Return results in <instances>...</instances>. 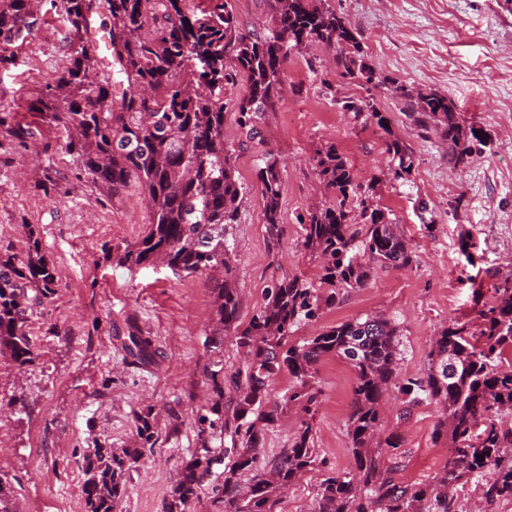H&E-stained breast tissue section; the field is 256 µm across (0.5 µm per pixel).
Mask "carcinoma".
Segmentation results:
<instances>
[{
	"instance_id": "cac0c4a2",
	"label": "carcinoma",
	"mask_w": 512,
	"mask_h": 512,
	"mask_svg": "<svg viewBox=\"0 0 512 512\" xmlns=\"http://www.w3.org/2000/svg\"><path fill=\"white\" fill-rule=\"evenodd\" d=\"M36 0H0V65H13L34 27L46 23ZM186 0H49L46 14L65 30L67 66L35 89L29 111L36 124H21L0 112V134L20 143L40 127L56 131L66 153L90 184L116 195L130 186L144 195L147 231L120 255L130 267L163 260L175 274H196L235 262L230 229L238 221L245 189L224 147V97L243 85L235 99L240 126L253 139L259 115L274 108L288 58L313 44L336 50L340 76L377 87L382 80L367 65L358 37L345 20L319 0H273L275 26L242 32L228 0H205L199 11ZM107 30L106 55L91 40L95 23ZM402 110L417 127L434 129L448 140L450 160L463 163L483 143L474 128L459 120L454 103L435 92L414 94L399 87ZM347 112L388 130V117L373 97L337 101ZM391 178L403 181L412 167L409 147L385 141ZM315 169L334 190V202L299 217L305 249L325 259L318 280L297 275L278 279L266 303L244 328L237 324L239 298L229 282L217 289L218 314L249 361L224 379L210 373L215 399L196 416L200 448L183 462L166 512H186L197 490L224 462L222 512H277L283 492L305 472L323 463L313 448L312 424L304 420L288 446L257 464L262 434L257 423L274 424L280 408L294 404L314 414L318 391L311 379L327 356L345 359L354 369L353 408L347 422L355 468L320 485L313 512H456L448 486L487 471L490 501L512 500V428L498 416L512 410V367H500L512 351V285L478 311L479 336L456 322L440 332L425 375L401 378L397 327L382 317L349 320L294 345L301 324L318 317L350 292L366 286L377 269L413 263L402 234L385 212L372 204L374 184L356 183L350 162L336 147L317 152ZM270 243L279 244L281 176L268 157L258 170ZM27 257L0 255V348L18 368L34 363L29 316L55 293V268L40 255V230L23 225ZM134 361L151 355L152 339L141 331L126 345ZM288 370L293 384L280 401H271L275 377ZM234 391L224 406V383ZM392 383L408 403L436 401L445 410L454 444L452 458L428 483L400 487L382 476L385 448L400 443L380 431L383 386ZM138 447L116 452L95 444L83 455L84 512H117L131 473L145 452L153 451L157 426L149 411L135 415ZM231 446L209 447L216 434ZM0 512H17L12 483L0 475Z\"/></svg>"
}]
</instances>
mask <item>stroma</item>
Here are the masks:
<instances>
[{
	"instance_id": "obj_1",
	"label": "stroma",
	"mask_w": 512,
	"mask_h": 512,
	"mask_svg": "<svg viewBox=\"0 0 512 512\" xmlns=\"http://www.w3.org/2000/svg\"><path fill=\"white\" fill-rule=\"evenodd\" d=\"M345 19L365 47L367 61L388 84L366 91L340 78L335 50L313 45L285 65V92L257 126L261 140H247L229 91L224 146L245 195L232 229V275L207 271L174 274L162 262L122 264L115 247L136 243L149 215L135 187L113 195L92 186L53 130L19 144L0 137V248L25 255L24 225L40 229V253L56 268L55 295L35 309L29 333L32 366L18 369L0 352V474L12 479L18 512H84L82 453L92 440L113 449L136 445L134 415L152 412L158 439L131 476L118 512H164L178 468L198 446L197 413L214 393V363L234 373L246 352L225 332L216 312V288L238 290L239 323L265 303V292L284 276L317 277L323 261L301 243V215L329 205L333 192L319 179L313 158L335 146L358 183H374L373 202L394 219L413 263L377 270L366 287L324 308L300 325L294 341L327 327L382 315L400 331L401 376L423 375L440 331L460 321L480 329L477 300L491 301L496 287L512 282V0H323ZM67 63L63 29L48 19L34 30L17 65L0 68V112L30 122V97L43 78ZM438 92L451 99L467 124L486 136L465 162L448 159V142L417 128L402 110L400 87ZM373 94L390 125L381 130L364 116L341 111L338 99ZM404 141L412 152L407 181L386 176L384 142ZM281 172V233L271 246L257 170L264 155ZM427 211H419L418 201ZM477 245L474 264L458 249L461 236ZM152 336V357L132 364L123 344L132 328ZM320 403L313 445L324 460L282 495L279 512H312L322 481L351 470L346 423L354 399L355 372L343 359L317 366ZM382 435L401 441L385 450L382 469L394 483L429 482L453 448L435 439L442 406L407 407L396 388L383 394ZM306 414L286 407L265 428L258 450L266 458L283 448ZM485 477L449 486L458 512H512V501H487Z\"/></svg>"
}]
</instances>
